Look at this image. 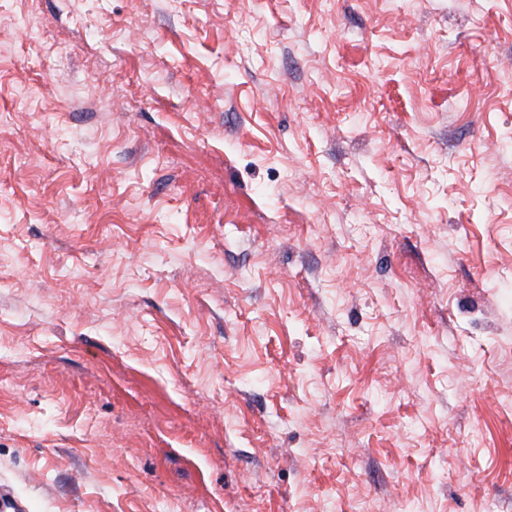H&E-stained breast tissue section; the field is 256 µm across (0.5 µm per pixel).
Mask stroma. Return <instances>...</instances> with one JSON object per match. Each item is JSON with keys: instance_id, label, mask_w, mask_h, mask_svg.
I'll list each match as a JSON object with an SVG mask.
<instances>
[{"instance_id": "stroma-1", "label": "stroma", "mask_w": 512, "mask_h": 512, "mask_svg": "<svg viewBox=\"0 0 512 512\" xmlns=\"http://www.w3.org/2000/svg\"><path fill=\"white\" fill-rule=\"evenodd\" d=\"M512 0H0L17 512H512Z\"/></svg>"}]
</instances>
